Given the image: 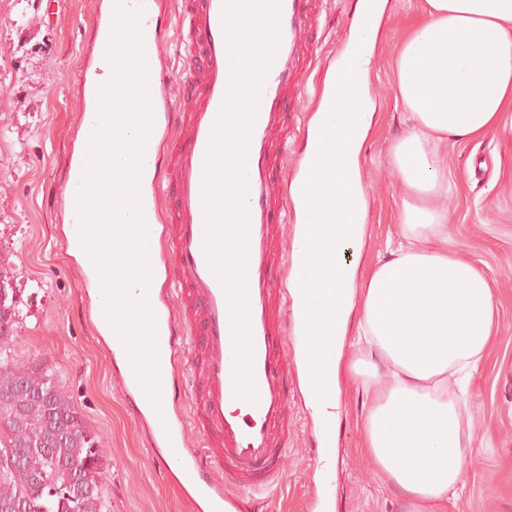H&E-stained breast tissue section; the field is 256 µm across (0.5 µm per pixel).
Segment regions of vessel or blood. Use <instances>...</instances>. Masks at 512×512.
Returning a JSON list of instances; mask_svg holds the SVG:
<instances>
[{
    "label": "vessel or blood",
    "instance_id": "b4317fda",
    "mask_svg": "<svg viewBox=\"0 0 512 512\" xmlns=\"http://www.w3.org/2000/svg\"><path fill=\"white\" fill-rule=\"evenodd\" d=\"M323 0H280L279 46L259 91L249 135L245 270L256 401L235 393V347L227 292L205 252L204 177L213 128L231 79L223 24L225 0H120L139 12L145 62H158L149 101L151 137L139 200L147 233L156 235L167 294L154 311L160 409L154 429L166 442L167 467L182 472L214 512H249L246 498L269 486L288 439L296 401V362L288 358L312 323L288 310L300 259L286 245L288 226L314 200L313 160H289L278 145L320 62ZM113 24L97 17L88 66L104 64ZM186 50L187 75L175 82L163 46ZM202 437L188 440V427ZM222 469L216 480L214 469Z\"/></svg>",
    "mask_w": 512,
    "mask_h": 512
}]
</instances>
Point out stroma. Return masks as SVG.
<instances>
[{"mask_svg": "<svg viewBox=\"0 0 512 512\" xmlns=\"http://www.w3.org/2000/svg\"><path fill=\"white\" fill-rule=\"evenodd\" d=\"M96 0H0V276L20 291L12 362L45 363L69 390L102 451L103 512H195L192 500L159 465L135 421L112 363L86 318V290L63 245L53 207L61 170L81 121L78 86ZM420 0H389L371 73L377 123L362 177L370 201L369 266L396 243L401 189L386 156L407 126L394 105L393 61ZM507 124L445 151L448 245L490 279L500 312L497 341L467 392L473 452L457 503L448 512H512V112ZM363 397L344 389L338 428L341 455L333 512H402L361 449ZM292 433L260 512H310L318 495L317 432L310 409L290 413Z\"/></svg>", "mask_w": 512, "mask_h": 512, "instance_id": "stroma-1", "label": "stroma"}]
</instances>
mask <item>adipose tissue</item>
I'll use <instances>...</instances> for the list:
<instances>
[{
    "mask_svg": "<svg viewBox=\"0 0 512 512\" xmlns=\"http://www.w3.org/2000/svg\"><path fill=\"white\" fill-rule=\"evenodd\" d=\"M421 15L394 63L395 103L408 122L388 152L403 187L397 244L366 271L345 256L361 253L367 235L360 168L380 33L370 20L351 32L349 67L326 73L332 109L311 119L322 148L300 246L319 282L296 289L325 352L306 373L327 383L311 404L320 429L335 430L341 387L355 384L366 408L362 448L384 487L409 512H445L471 450L457 392L491 348L499 312L488 277L448 246L443 149L499 129L512 111V0H423Z\"/></svg>",
    "mask_w": 512,
    "mask_h": 512,
    "instance_id": "1",
    "label": "adipose tissue"
}]
</instances>
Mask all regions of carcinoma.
Masks as SVG:
<instances>
[{"mask_svg": "<svg viewBox=\"0 0 512 512\" xmlns=\"http://www.w3.org/2000/svg\"><path fill=\"white\" fill-rule=\"evenodd\" d=\"M15 290L0 288V355L17 336ZM0 391L26 410L0 431V512H103L101 451L51 368L0 359Z\"/></svg>", "mask_w": 512, "mask_h": 512, "instance_id": "1", "label": "carcinoma"}]
</instances>
